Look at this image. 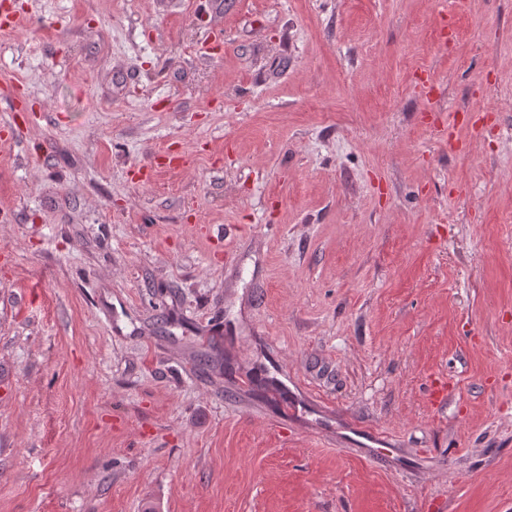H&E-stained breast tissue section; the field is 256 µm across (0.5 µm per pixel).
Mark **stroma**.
<instances>
[{
  "mask_svg": "<svg viewBox=\"0 0 512 512\" xmlns=\"http://www.w3.org/2000/svg\"><path fill=\"white\" fill-rule=\"evenodd\" d=\"M149 506L512 512V0H0V512Z\"/></svg>",
  "mask_w": 512,
  "mask_h": 512,
  "instance_id": "stroma-1",
  "label": "stroma"
}]
</instances>
